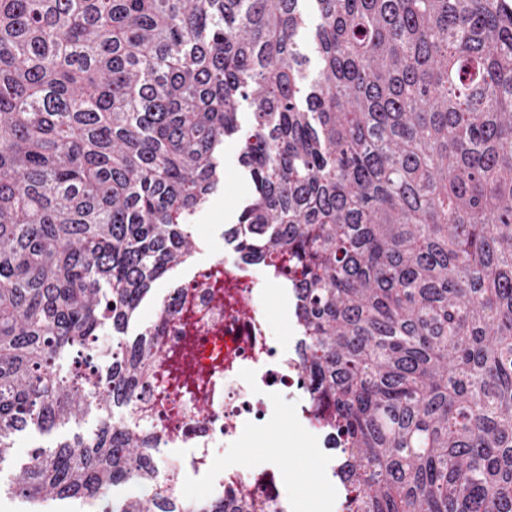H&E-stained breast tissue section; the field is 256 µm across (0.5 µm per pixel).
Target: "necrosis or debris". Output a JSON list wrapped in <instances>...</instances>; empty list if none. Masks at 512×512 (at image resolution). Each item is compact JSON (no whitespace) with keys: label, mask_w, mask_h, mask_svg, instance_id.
Returning a JSON list of instances; mask_svg holds the SVG:
<instances>
[{"label":"necrosis or debris","mask_w":512,"mask_h":512,"mask_svg":"<svg viewBox=\"0 0 512 512\" xmlns=\"http://www.w3.org/2000/svg\"><path fill=\"white\" fill-rule=\"evenodd\" d=\"M218 270L227 287L237 288L248 315L211 298L210 275ZM160 305L172 314L165 346L180 348L185 334H192V364L205 374L200 391L182 387L161 371L141 385L138 399L151 418L150 432L160 447L174 451L166 460L169 486L186 502L244 489L271 500L273 512H292V501L272 469L242 456L225 457L228 449L240 447L248 426L277 421L285 410L309 416L296 357L280 348L258 278L242 272L238 262L217 259L194 267L184 282L166 289ZM187 319L192 322L188 333L182 328Z\"/></svg>","instance_id":"1"}]
</instances>
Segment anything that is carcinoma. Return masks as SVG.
I'll use <instances>...</instances> for the list:
<instances>
[{
	"mask_svg": "<svg viewBox=\"0 0 512 512\" xmlns=\"http://www.w3.org/2000/svg\"><path fill=\"white\" fill-rule=\"evenodd\" d=\"M0 0V461L45 512L194 507L137 411L184 369L126 333L194 257L224 138L252 184L224 241L290 289L342 512H512V0ZM50 445L51 442L47 438L35 431L19 434L10 456L0 464V484L7 485L15 478L20 466L28 460L34 448H46Z\"/></svg>",
	"mask_w": 512,
	"mask_h": 512,
	"instance_id": "cac0c4a2",
	"label": "carcinoma"
}]
</instances>
